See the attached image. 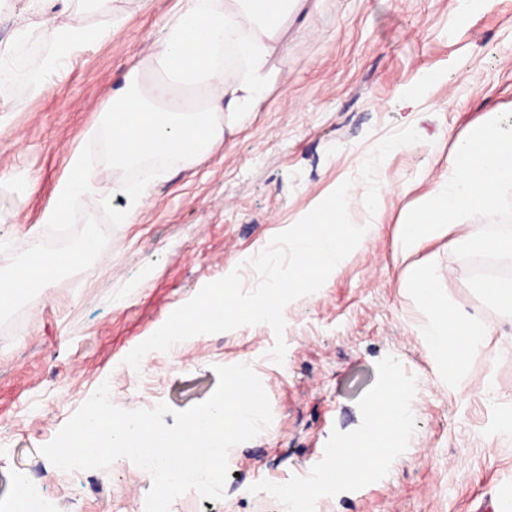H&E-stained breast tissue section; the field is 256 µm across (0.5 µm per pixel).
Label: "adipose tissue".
<instances>
[{
  "mask_svg": "<svg viewBox=\"0 0 512 512\" xmlns=\"http://www.w3.org/2000/svg\"><path fill=\"white\" fill-rule=\"evenodd\" d=\"M105 15L98 26L57 24L43 16L39 36L51 51L31 68L19 69L0 57V85L18 84L33 96L51 88L83 48L111 38L121 19L112 0H88ZM164 37L157 40L149 59L164 77L145 85L140 68H131L116 85L103 107L105 119L83 135V143L69 157L64 179L57 186L41 221L62 224L75 205L96 193L97 170L102 158L124 168L162 156L191 167L207 158L224 139L220 115L240 122L259 111L280 72L273 59L286 58L284 35L291 15L316 11L320 0H180ZM77 253L45 251L32 240L23 266L0 274V311L34 288H43ZM433 270L422 269L414 288L429 313L425 336L434 346L439 365L455 374L473 354L485 347L491 331L473 315L451 307L434 287ZM372 425L358 455L345 447L330 449V470L320 474L330 484L342 472L359 468L372 472L381 449L395 447L409 434L413 414L397 380L369 404Z\"/></svg>",
  "mask_w": 512,
  "mask_h": 512,
  "instance_id": "ef3b65f1",
  "label": "adipose tissue"
}]
</instances>
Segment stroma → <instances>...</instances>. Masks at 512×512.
<instances>
[{
	"instance_id": "stroma-1",
	"label": "stroma",
	"mask_w": 512,
	"mask_h": 512,
	"mask_svg": "<svg viewBox=\"0 0 512 512\" xmlns=\"http://www.w3.org/2000/svg\"><path fill=\"white\" fill-rule=\"evenodd\" d=\"M178 0H112L124 26L87 47L68 72L37 97L0 86V271L20 265L31 238L50 252L92 241L82 264L0 314V512L26 475L41 512H145L150 474L125 458L109 468L65 472L40 452L102 383L124 409L166 402L165 415L208 399L215 366L251 362L273 419L232 447L224 497L193 491L170 512H282L267 482L305 483L331 468L328 449L361 444L372 424L368 404L397 376L414 411L412 434L391 462L360 482H339L317 512H493L512 494V437L497 434L512 413V320L487 309L454 256V239L476 234L483 219L426 241L410 257L395 247L400 224L447 171L458 139L499 115L512 126V0H321L288 22V64L260 111L199 165L171 166L132 224L114 221L127 205L131 170L102 161L98 204L78 203L69 222L40 218L67 160L100 110L162 38ZM40 17L30 0H0V55L17 61V31ZM433 83H424L426 74ZM415 127L421 140L392 151L378 171L379 205L368 215L358 185L354 223L378 227L317 294L285 312L283 363L268 352L270 326L204 334L176 350L149 353L138 373L127 354L205 284L241 265L245 289L258 276L249 258L296 223L390 133ZM37 189H30V180ZM434 269L449 305L491 326L486 347L446 378L423 334L427 312L411 282Z\"/></svg>"
}]
</instances>
